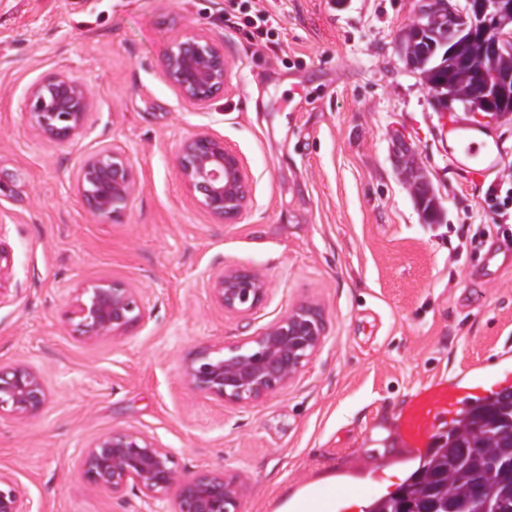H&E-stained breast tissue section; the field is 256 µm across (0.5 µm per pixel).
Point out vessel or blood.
<instances>
[{
	"label": "vessel or blood",
	"mask_w": 512,
	"mask_h": 512,
	"mask_svg": "<svg viewBox=\"0 0 512 512\" xmlns=\"http://www.w3.org/2000/svg\"><path fill=\"white\" fill-rule=\"evenodd\" d=\"M448 132L458 138L457 161L469 181L477 183L483 180L496 165V156L485 147L460 136L458 127H449ZM497 385V380L480 376L467 380L434 381L417 391L397 417L399 434L405 448L414 455L424 453L439 420L452 417L464 399L471 396L485 397Z\"/></svg>",
	"instance_id": "obj_1"
}]
</instances>
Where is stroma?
<instances>
[{
    "label": "stroma",
    "instance_id": "obj_1",
    "mask_svg": "<svg viewBox=\"0 0 512 512\" xmlns=\"http://www.w3.org/2000/svg\"><path fill=\"white\" fill-rule=\"evenodd\" d=\"M417 3L252 0L279 17L261 40L230 22L232 0H0V364L25 361L49 394L34 418L0 413V470L35 512H146L139 492L79 476L83 449L118 429L154 437L182 472L241 475V512L354 485L376 497L416 464L396 419L419 388L512 368V267L483 273L462 234L490 224L489 187L512 190V114L476 131L497 143L498 163L467 182L399 50ZM189 32L223 44L231 64L204 108L161 73ZM59 71L94 96L84 132L65 144L27 118L31 85ZM201 131L246 162L249 205L230 224L198 204L177 166L182 141ZM112 146L138 189L102 220L84 208L77 173ZM409 163L440 222L415 205ZM240 266L269 289L232 313L212 282ZM102 280L136 289L146 318L85 339L70 306ZM306 303L320 307L326 339L286 387L240 407L184 383L196 349L258 335Z\"/></svg>",
    "mask_w": 512,
    "mask_h": 512
}]
</instances>
